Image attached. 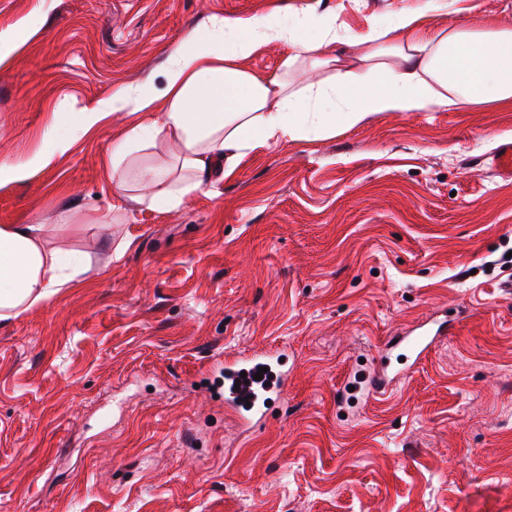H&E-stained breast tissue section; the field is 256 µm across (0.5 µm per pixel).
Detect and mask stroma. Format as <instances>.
<instances>
[{"label": "stroma", "instance_id": "1", "mask_svg": "<svg viewBox=\"0 0 512 512\" xmlns=\"http://www.w3.org/2000/svg\"><path fill=\"white\" fill-rule=\"evenodd\" d=\"M427 0H0L32 36L0 73V163L113 88L161 81L214 15L308 5L351 33ZM431 15L512 26L506 0ZM110 114L27 179L0 225L57 224L94 269L0 324V512H512V108L384 113L246 151L176 211H110ZM111 212L107 233L89 222ZM448 339L379 397L336 392L440 313ZM283 350L288 408L248 427L216 367Z\"/></svg>", "mask_w": 512, "mask_h": 512}]
</instances>
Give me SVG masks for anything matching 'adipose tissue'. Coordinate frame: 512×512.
I'll list each match as a JSON object with an SVG mask.
<instances>
[{
	"mask_svg": "<svg viewBox=\"0 0 512 512\" xmlns=\"http://www.w3.org/2000/svg\"><path fill=\"white\" fill-rule=\"evenodd\" d=\"M460 0H428L399 10L390 24L371 21L350 35L334 12L294 10L274 16L215 15L170 49L162 85H120L98 105L75 113L69 130L48 131L43 150L23 164H1L0 181H21L66 153L73 141L113 112L141 119L113 142L107 160L112 195L150 208L181 207L195 191L231 173L244 150L288 140L330 138L385 112L452 111L463 103L512 106V28L478 21L470 28L427 31L430 13ZM287 46L278 72L247 68L260 47ZM300 71L321 77L297 82ZM169 141L170 162H145ZM93 268L90 254L50 247L40 224L0 225V323L45 301Z\"/></svg>",
	"mask_w": 512,
	"mask_h": 512,
	"instance_id": "adipose-tissue-1",
	"label": "adipose tissue"
}]
</instances>
